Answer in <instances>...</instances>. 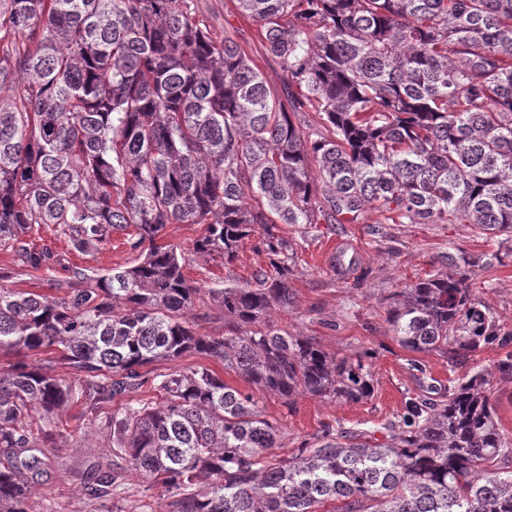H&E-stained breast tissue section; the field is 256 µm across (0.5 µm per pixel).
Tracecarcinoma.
<instances>
[{
	"instance_id": "carcinoma-1",
	"label": "carcinoma",
	"mask_w": 512,
	"mask_h": 512,
	"mask_svg": "<svg viewBox=\"0 0 512 512\" xmlns=\"http://www.w3.org/2000/svg\"><path fill=\"white\" fill-rule=\"evenodd\" d=\"M288 83V99L198 0H0V247L32 269L54 253L28 237L54 224L87 253L125 232L139 262L74 272L61 297L7 288L0 275V512H30L42 446L31 419L74 402L154 391L106 426L126 467L94 472L97 500L129 473L158 486L168 512H512V456L476 371L437 396L409 397L388 441L326 433L286 458L253 394L202 366L153 375L186 353L214 359L283 402L299 394L357 402L372 374L276 328L293 304L297 259L280 224H471L512 243V0H237ZM321 116L319 128L295 123ZM316 169H311V165ZM253 199L257 205L247 201ZM168 224H204L193 252L231 264L260 235L268 268L209 291L222 336L190 325L200 289ZM133 232H128V229ZM476 260L396 292L386 321L400 345L452 365L506 344L470 288ZM58 355L72 381L26 362Z\"/></svg>"
}]
</instances>
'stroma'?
I'll return each mask as SVG.
<instances>
[{
	"mask_svg": "<svg viewBox=\"0 0 512 512\" xmlns=\"http://www.w3.org/2000/svg\"><path fill=\"white\" fill-rule=\"evenodd\" d=\"M199 7L213 36L231 37L264 76L271 92L286 98L288 88L277 61L266 53L255 23L238 10L236 0H199ZM203 230L200 224H169L163 241L189 255L185 273L201 290L190 313L194 329L220 336L224 310L210 299L209 289L242 283L266 267L268 257L254 237L245 241L229 266L222 259L193 253V243ZM281 230L297 240L299 260L288 277L294 303L288 310L272 311L271 321L290 334L313 338L328 352L364 355L373 392L356 403L300 395L289 405L272 394L256 393L265 419L279 429L277 453L291 454L329 427L363 431L373 442H384V426L401 411L406 394L447 387L453 376L446 360L437 354L413 352L399 344L386 322L388 298L441 270L445 254L462 252L477 258L497 251L499 245L469 224H384L373 211L354 224H285ZM38 235L54 252L55 264L39 270L22 267L9 250L0 249V272L9 273L8 287L60 296L72 281L74 269L104 273L139 259L122 233L83 254L74 251L55 226H41ZM467 274L473 288L487 287L488 303L506 329H512V257L491 269L476 263L468 267ZM509 353L512 344L487 347L476 366L492 375L489 397L503 434L511 439L512 379L497 373L499 360ZM125 404L120 398L91 409L81 402L50 420L34 418V427L61 431L66 448L47 451L45 472L29 502L32 512H164L166 499L143 497L139 478L129 477L127 492L110 501L89 499L78 479L82 472L114 463L112 435L104 421Z\"/></svg>",
	"mask_w": 512,
	"mask_h": 512,
	"instance_id": "stroma-1",
	"label": "stroma"
}]
</instances>
